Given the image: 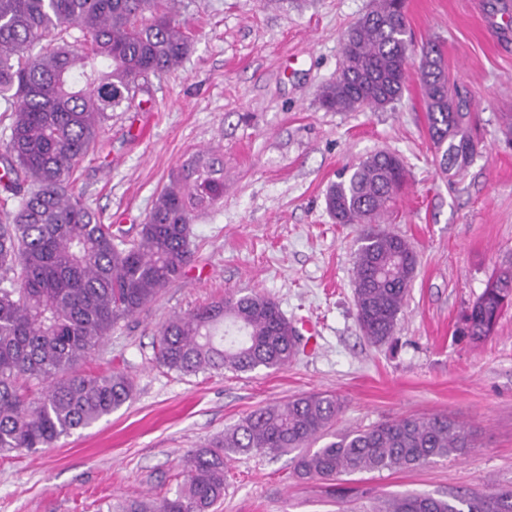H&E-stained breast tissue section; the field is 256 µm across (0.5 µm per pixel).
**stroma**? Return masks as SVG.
<instances>
[{"label": "stroma", "mask_w": 512, "mask_h": 512, "mask_svg": "<svg viewBox=\"0 0 512 512\" xmlns=\"http://www.w3.org/2000/svg\"><path fill=\"white\" fill-rule=\"evenodd\" d=\"M374 0H180L192 41L183 65L152 79L148 100L114 112L74 191L104 222L143 223L158 193L203 150L224 162V198L198 212L184 275L122 319L83 371H119L132 400L36 453L0 454V512H107L173 494L181 459L255 409L304 393L343 403L334 429L400 415L471 425L466 455L344 476L348 502L293 472L291 456L236 455L212 512H370L377 498L512 489V306L491 336L459 334L463 313L512 256V0H406L414 49L440 43L448 81L469 103L480 147L442 172L416 67L384 110L336 112L319 90L341 66L342 36ZM398 154L408 171L386 227L418 255L395 340L374 345L356 318L360 228L325 206L338 172ZM273 298L305 343L280 370L183 375L154 361L160 327L231 293Z\"/></svg>", "instance_id": "35a3bbf8"}]
</instances>
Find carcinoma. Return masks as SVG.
Here are the masks:
<instances>
[{"mask_svg": "<svg viewBox=\"0 0 512 512\" xmlns=\"http://www.w3.org/2000/svg\"><path fill=\"white\" fill-rule=\"evenodd\" d=\"M175 0H0V98L11 123L0 147V453L51 448L112 415L133 396L121 372L79 371L118 320L140 312L178 281L193 254L194 213L224 199V166L197 155L157 195L127 240L70 190L112 113L129 110L148 79L179 68L191 51ZM67 34L41 46L50 30ZM404 0H375L344 33L336 79L321 90L336 112L382 110L399 100L412 58ZM429 136L440 168L468 166L478 142L467 103L448 87L440 47L418 59ZM405 166L379 151L338 175L325 197L339 224H362L353 271L356 318L373 344L394 339L415 277L410 243L381 226L403 188ZM14 204L8 209V204ZM512 305V260L463 314L459 332L490 336ZM299 334L279 305L256 291L230 294L175 316L160 329L156 360L182 374L280 369ZM338 397L312 392L259 408L182 459L170 497L132 500L114 512H210L224 497L227 461L239 454L295 453L294 473L341 476L422 466L462 456L471 427L448 415L401 416L342 433ZM324 444L312 448L317 441ZM376 512H512V491L392 495Z\"/></svg>", "mask_w": 512, "mask_h": 512, "instance_id": "obj_1", "label": "carcinoma"}]
</instances>
